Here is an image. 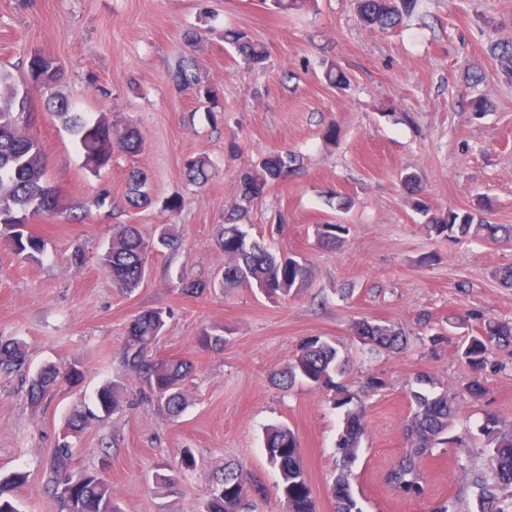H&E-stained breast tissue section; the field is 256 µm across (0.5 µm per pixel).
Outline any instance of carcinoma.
Instances as JSON below:
<instances>
[{"label": "carcinoma", "mask_w": 512, "mask_h": 512, "mask_svg": "<svg viewBox=\"0 0 512 512\" xmlns=\"http://www.w3.org/2000/svg\"><path fill=\"white\" fill-rule=\"evenodd\" d=\"M418 0H354L360 22L382 33L395 30L404 16L412 13ZM224 43L230 45L250 70L262 69L268 60L263 43L253 39L242 28L224 29ZM489 53L499 63L503 73L512 77V40H493ZM30 80L43 89L44 106L51 116L77 137L86 165L97 171L112 158V145L133 154L142 149L139 134L125 128L112 137L114 127L93 123L84 113L76 111L61 92V74L53 59L34 53L28 62ZM324 78L339 89L347 87L349 77L332 61L325 63ZM172 85L179 89L191 88L205 95L213 111L217 100L213 89L202 79L195 61L183 59L169 74ZM32 105L19 94L13 75L0 69V241L13 254L36 260L44 252L41 239L24 231L28 216L54 213L63 207L59 195L48 204L37 202V196L54 187L45 179V157L39 140L32 132ZM296 156L269 153L260 157L250 168L240 173L238 192L233 206L224 218L222 232L217 239L224 254V266L212 279H180L181 292L201 295L210 288L232 289L247 285L270 298L288 297L308 285L311 271L307 263L289 256L275 254L258 241H248L244 230L255 204L266 186L284 177ZM190 182L203 186L212 177L211 163L205 156L192 157L185 164ZM126 204L131 209L151 206L149 175L144 169L132 170L127 179ZM412 208L426 218L425 224L437 235L465 237L482 235L493 243L512 241V225L475 222L470 212H447L438 215L420 199L412 200ZM346 231L342 224H318L315 236L321 243L334 244ZM158 244L177 250L182 245L175 226L167 224L160 230L157 242L144 239L133 224L117 226L108 247L98 257V263L115 287L132 291L139 287L146 273V255ZM167 312L161 308L139 313L130 323L122 349L125 366L134 371L144 393L153 400L159 411L178 417L187 406L182 385L191 375L194 365L183 358H159L154 348L166 325ZM476 333L466 337L460 354L469 365L477 381L469 387L472 394H480L482 372L486 370L493 349L512 345V324L495 318L477 317ZM362 343L371 349L392 352L404 348L405 333L394 325L364 320L357 325ZM196 342L205 349H222L228 343L226 328L211 327L197 336ZM27 362L24 342L11 339L0 341V372H13ZM338 351L330 342L319 337L305 340L299 353L288 367L276 374L275 383L288 389L298 382L325 387L335 392L336 408L344 409L340 435L338 474L331 494L336 501V512H363L353 488L352 467L355 464L365 428L353 429L351 421L363 419L361 410L353 406L357 397L347 388L336 384ZM82 372L77 364L66 371L48 363L29 381L27 395L32 407L53 395L63 381L77 383ZM123 386L116 382L102 385L95 396L94 408L74 411L65 428V438L55 449L51 462L54 474V495L61 512H121L117 506L112 484L94 475L76 477L71 471V445L68 438L88 428L93 422L103 421L123 405ZM411 411L404 422L405 448L396 462L387 470L385 483L394 491L408 497L424 493L422 459L440 445L448 443V432L458 415L456 397L448 391L423 393L411 391ZM484 447L488 448L489 471L479 480L474 512H512V426H505L494 414L485 417L482 425ZM264 449L268 462L278 470L282 494L288 500L304 503L303 512H316L307 484L300 448L294 433L285 425L271 426L264 433ZM25 479L24 473L14 472L0 478V512H18L12 501L13 488ZM247 482L241 469L224 465L216 479L206 512H249L244 504Z\"/></svg>", "instance_id": "cac0c4a2"}]
</instances>
